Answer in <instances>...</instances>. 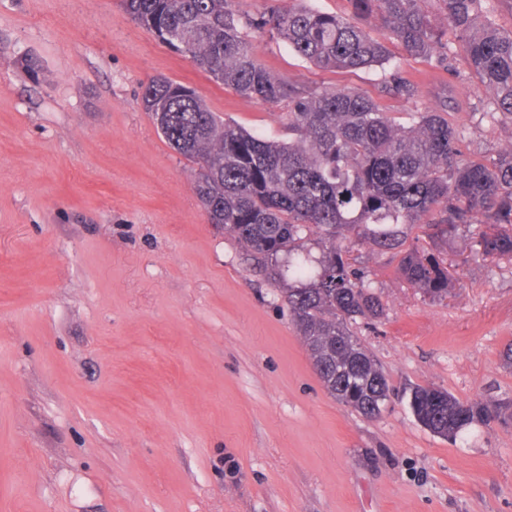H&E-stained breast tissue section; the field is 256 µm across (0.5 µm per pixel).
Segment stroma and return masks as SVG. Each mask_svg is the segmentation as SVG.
<instances>
[{"instance_id":"stroma-1","label":"stroma","mask_w":512,"mask_h":512,"mask_svg":"<svg viewBox=\"0 0 512 512\" xmlns=\"http://www.w3.org/2000/svg\"><path fill=\"white\" fill-rule=\"evenodd\" d=\"M256 45L266 70L311 89L394 112L447 99L463 158L512 148L457 40L443 64L390 44L413 102L388 93L389 68L321 70L269 36ZM156 76L284 134L287 104L212 81L119 0H0V512H512V422L444 438L409 406L434 385L512 412V258L475 254V226L460 227L433 299L397 255L355 247L383 314L353 331L392 392L380 417L351 411L143 110Z\"/></svg>"}]
</instances>
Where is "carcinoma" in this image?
Masks as SVG:
<instances>
[{"label": "carcinoma", "instance_id": "1", "mask_svg": "<svg viewBox=\"0 0 512 512\" xmlns=\"http://www.w3.org/2000/svg\"><path fill=\"white\" fill-rule=\"evenodd\" d=\"M433 2L435 13L423 7ZM386 21L389 40L430 58L453 31L473 72L494 87L485 115L512 121V33L481 24L488 0H352ZM125 13L188 57L215 82L264 104L288 103V137L266 139L211 112L197 92L167 77L141 96L167 144L198 166L195 194L209 221L242 243L255 264L288 280L282 302L326 390L370 418L385 409L390 385L351 330L383 313L367 272L347 253L369 240L400 255L404 279L435 299L448 294L440 253L405 247L401 226L423 223L438 242L460 226L478 234L482 256L512 255V149L492 159H460L459 130L448 102L411 113L404 126L380 102L348 89L310 90L268 72L250 32L277 36L318 69H366L391 60L387 43L354 21L308 0L251 16L234 0H120ZM389 91L405 99L415 86L393 72ZM315 236L322 255H293ZM417 421L453 437L498 411L418 387L410 396Z\"/></svg>", "mask_w": 512, "mask_h": 512}]
</instances>
